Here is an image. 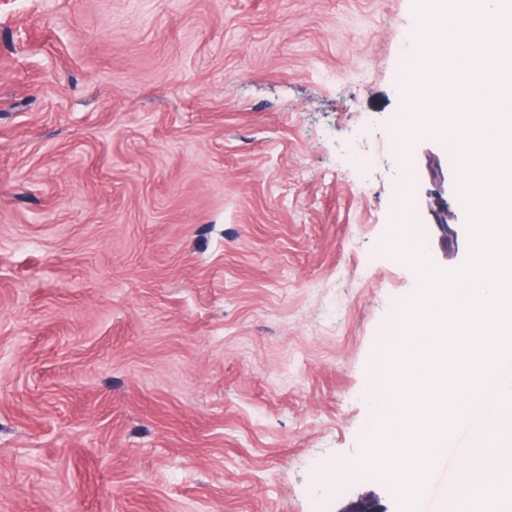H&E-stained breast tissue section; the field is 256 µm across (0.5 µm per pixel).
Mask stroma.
Masks as SVG:
<instances>
[{"label":"stroma","mask_w":512,"mask_h":512,"mask_svg":"<svg viewBox=\"0 0 512 512\" xmlns=\"http://www.w3.org/2000/svg\"><path fill=\"white\" fill-rule=\"evenodd\" d=\"M413 15L0 0V512H398L357 459L422 283L387 252ZM446 147L413 144L409 192L451 271Z\"/></svg>","instance_id":"stroma-1"}]
</instances>
